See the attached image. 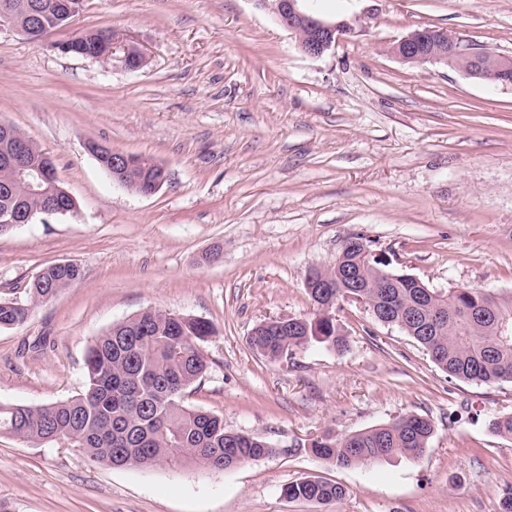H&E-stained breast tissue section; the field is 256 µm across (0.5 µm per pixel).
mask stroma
<instances>
[{"label":"stroma","mask_w":512,"mask_h":512,"mask_svg":"<svg viewBox=\"0 0 512 512\" xmlns=\"http://www.w3.org/2000/svg\"><path fill=\"white\" fill-rule=\"evenodd\" d=\"M352 33L304 55L257 0H84L68 31L111 29L147 55L131 71L0 27V122L52 158L75 212L0 236V297L25 300L46 266L82 280L0 330V402L84 389L91 342L148 308L214 328L186 406L223 416L275 455L218 471L112 468L65 445L0 435V512H500L512 492V383L448 378L406 333L342 303L348 346L272 362L254 326L313 312L305 280L347 239L368 240L428 287L512 294V85L390 46L418 27L512 58V0H309ZM153 157L157 193L113 184L84 144ZM222 259L202 266L213 246ZM415 414L434 434L417 459L341 468L311 439ZM315 476L342 500H291Z\"/></svg>","instance_id":"1"}]
</instances>
